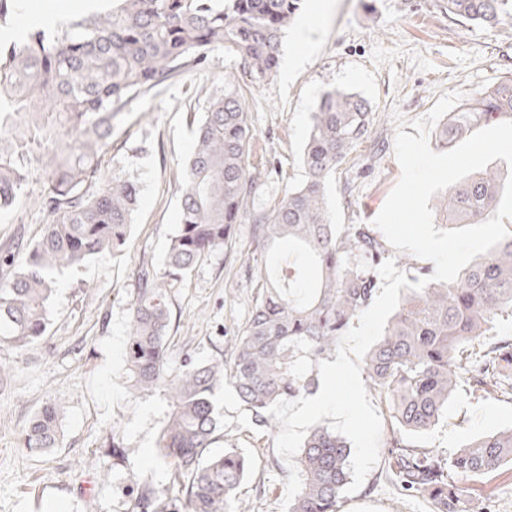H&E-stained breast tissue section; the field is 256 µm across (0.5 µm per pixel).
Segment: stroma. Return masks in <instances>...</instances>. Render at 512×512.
<instances>
[{
  "label": "stroma",
  "mask_w": 512,
  "mask_h": 512,
  "mask_svg": "<svg viewBox=\"0 0 512 512\" xmlns=\"http://www.w3.org/2000/svg\"><path fill=\"white\" fill-rule=\"evenodd\" d=\"M111 5L24 0L20 23L28 25L38 13L58 27ZM310 39L311 47H304L295 27L286 29L280 54L300 60L290 77L277 72L255 80L214 50L205 68L182 71L135 97L116 117L101 169L129 174L140 186L125 248L58 274L50 325L39 340L21 350L0 342V365L11 369L0 382V512H130L128 473L144 472L159 486L169 485L170 468L154 460L168 403L158 395L129 394L123 351L138 271L146 263L162 266L180 222L184 163L196 131L191 117L223 93L225 73L237 76L255 132L253 153L269 160L274 195L304 179L301 154L324 91L347 87L369 101L378 116L371 140L384 150L376 155L369 145L358 148L333 179L329 203L339 224L371 223L401 177L393 111L418 119L445 93L460 91L469 99L512 77V23L490 31L461 22L449 16L444 0H329ZM42 181V170L32 171L16 205L0 213V254L31 244L46 223L36 204ZM254 248L250 225H237L232 241L206 255L174 289L167 341L172 365L187 353L200 360L231 353L261 289ZM218 400L224 427L215 450L240 448L252 459L239 497L251 512H279L290 472L273 434L253 425L230 388H222ZM49 403L60 407L61 443L35 455L23 448L21 434ZM511 426V401L479 399L463 386L440 422L414 444L449 454ZM114 435L127 450L120 467L99 453ZM466 487L474 512H512V466ZM338 510L433 512V505L392 485L382 458L355 494L342 496Z\"/></svg>",
  "instance_id": "stroma-1"
}]
</instances>
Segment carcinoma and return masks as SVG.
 Masks as SVG:
<instances>
[{
    "label": "carcinoma",
    "mask_w": 512,
    "mask_h": 512,
    "mask_svg": "<svg viewBox=\"0 0 512 512\" xmlns=\"http://www.w3.org/2000/svg\"><path fill=\"white\" fill-rule=\"evenodd\" d=\"M22 0H0V27L12 24ZM303 0H113L112 10L54 31L35 24L0 44V211L18 199L39 164V204L48 221L0 282V341L24 348L47 332L59 273L97 256L120 253L139 186L101 173L112 122L127 103L166 85L182 69L206 65L211 50L237 58L254 79L276 72L282 31ZM448 15L487 29L512 21V0H447ZM512 120V78L450 113L437 139L443 148L475 126ZM375 113L348 89L321 96L302 164L306 179L283 196L267 194L265 164L252 159L254 131L235 75L212 97L198 122L184 167L181 217L163 268L141 266L130 303L124 364L129 392L160 395L169 412L156 456L173 463L174 494L132 473L131 512H248L238 489L249 471L239 448L214 453L217 391L229 384L259 427H274L268 408L312 393L317 363L370 306L377 267L389 250L370 224H337L328 188L353 150L369 139ZM504 182L483 170L448 188L435 209L450 229L494 215ZM252 225L261 247L262 293L250 322L234 339L230 360L184 357L171 369L166 337L172 289L207 254L224 248L234 227ZM512 320V237L474 261L451 283L413 291L366 355L369 387L386 406L393 438L387 474L405 495L431 500L434 512H472L465 478L512 465V428L482 435L445 455L418 448L413 435L432 429L448 399L466 383L479 398L512 400V338H495ZM57 406L30 421L23 447L60 442ZM304 479L288 512H337L350 483V448L324 427L313 429L298 456Z\"/></svg>",
    "instance_id": "obj_1"
}]
</instances>
